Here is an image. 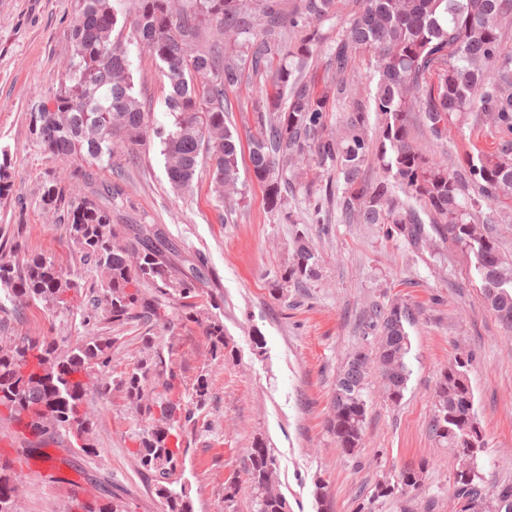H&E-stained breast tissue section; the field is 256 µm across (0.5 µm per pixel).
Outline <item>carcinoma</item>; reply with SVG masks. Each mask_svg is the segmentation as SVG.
<instances>
[{
    "label": "carcinoma",
    "mask_w": 512,
    "mask_h": 512,
    "mask_svg": "<svg viewBox=\"0 0 512 512\" xmlns=\"http://www.w3.org/2000/svg\"><path fill=\"white\" fill-rule=\"evenodd\" d=\"M80 9L67 37L72 55L59 87L30 107V127L41 152L86 167L49 176L42 201L63 208L80 246V262L100 269V285L90 289V311L83 324L102 319L117 329L169 320L170 303L196 307L200 286L209 280L204 262L176 271L165 253L173 244L161 234L132 228L133 242L112 224V208L96 201L67 199L69 180L88 179L93 167L112 166V158L131 154L155 135L165 158L168 180L189 191L199 166L216 197L238 205V151L241 139L228 125L227 92L248 70L271 81L279 94L255 118L249 136L254 178L264 187L269 211L282 215L288 190L310 160L322 174L336 172L340 193L331 184L306 187L315 198L309 216L323 224L321 200L336 197L349 224H377L386 238L400 237L416 250L435 251L450 242L474 260L482 295L499 321L512 330V261L505 259L496 224H512V212L489 208L512 197V141L492 153L465 154L453 168L434 157L456 120L469 119L491 132L512 133V0H361L362 10L329 41L325 22L336 17V0H79ZM133 16L129 40L145 44L159 61L168 93L165 104L172 129L153 127L134 93L127 51L112 39L123 10ZM326 47L329 89L318 93L306 69ZM373 52L375 91L354 98L353 111L331 132L330 98L351 93L353 56ZM276 68H271L272 63ZM377 124L370 127V114ZM8 153L0 150V197L12 186ZM375 176L367 178V170ZM429 222H424L420 214ZM0 243V292L5 302L19 299L57 307L80 285L70 274L40 256L17 260ZM317 251L297 229L291 260L276 289L315 281ZM135 279L154 289L151 295L129 288ZM410 309L402 303L377 307L362 326L364 337L378 338L375 349L352 352L336 377L333 415L327 431L336 446L351 454L360 447L367 407L369 366L377 364L385 398L396 404L407 388ZM213 359L224 357V324L204 325ZM116 336H85L63 349L46 338H22L0 348V406L24 415L36 432L53 439L71 435L78 451L96 454L89 443L88 393H106L110 384L124 390L141 423L131 431L140 473L154 482L165 512H192L185 489L173 487L181 466L184 433L198 427L209 400V382L198 377L191 397L177 393L178 374L154 336L142 337L140 356L130 369L110 377ZM471 360L456 357L442 374L434 395L431 431L454 450L452 497L459 512H512V485L489 498L483 493L479 457L484 432L474 410L468 372ZM247 481L254 512H288L275 484V461L264 442L248 449ZM426 464L403 469L397 484H375L377 499L417 490ZM15 474L0 464V512H15ZM68 512H128L118 497L75 502Z\"/></svg>",
    "instance_id": "1"
}]
</instances>
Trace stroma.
<instances>
[{"label": "stroma", "mask_w": 512, "mask_h": 512, "mask_svg": "<svg viewBox=\"0 0 512 512\" xmlns=\"http://www.w3.org/2000/svg\"><path fill=\"white\" fill-rule=\"evenodd\" d=\"M79 0H0V149L11 159L12 190L0 198V229L26 254H39L91 286L99 274L82 264L71 227L58 210L42 206L41 188L60 160L42 153L30 134L29 108L61 82L71 55L67 30ZM135 90L156 122L169 126L159 66L145 45L128 43ZM274 88L253 74L227 93L239 135L254 128ZM503 137L471 125L448 131L438 160L455 163V151L476 145L497 148ZM242 205L225 210L208 174L188 192L174 190L167 178L159 142L135 156L115 158L92 180L74 178L70 198L103 202L105 185L123 189L125 200L112 210L119 225H144L161 232L177 248L182 266L205 259L212 278L199 300L206 315L224 324L226 355L215 360L200 324L172 306L173 328L154 334L169 353L180 390L191 394L199 375H207L211 397L194 431L183 443V468L176 479L193 512H252V489L243 476L254 439L267 442L276 460L278 488L289 512H453V451L429 431L433 395L454 357H470L469 380L486 448L482 487L512 484V332L486 307L480 281L468 257L452 244L441 245L449 262L415 251L400 239L384 238L378 227L345 223L330 212L328 227L305 223L310 245L321 257L318 280L284 293L273 284L288 263L292 220L313 210L304 189L288 198L292 220L272 215L263 188L240 159ZM408 304L410 380L399 404L386 402L381 376L370 367L362 443L355 454L338 448L326 428L336 374L346 357L363 346L360 322L372 306L394 299ZM84 294H70L67 305L50 309L34 302L0 312V346L23 337H44L66 346L100 333L101 323L82 325ZM93 456L69 455L64 444L62 474L89 484L103 497L115 495L130 512H164V504L141 475L129 433L136 421L120 389L89 394ZM426 462L421 487L408 494L374 499L382 480L396 481L405 467ZM239 479L232 507L224 505V486ZM18 512H66L67 495L58 480L41 472L21 476ZM324 484L327 507H319L316 486Z\"/></svg>", "instance_id": "1"}]
</instances>
